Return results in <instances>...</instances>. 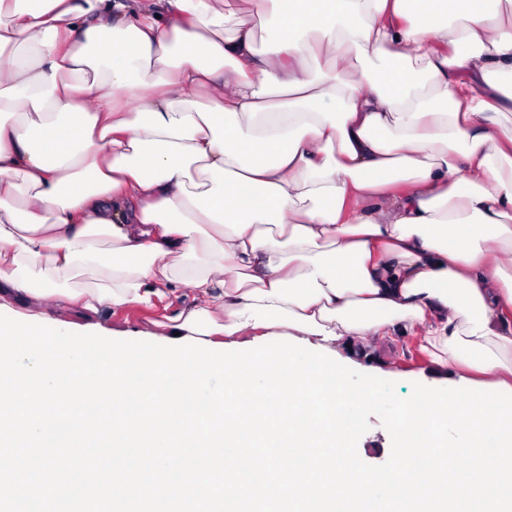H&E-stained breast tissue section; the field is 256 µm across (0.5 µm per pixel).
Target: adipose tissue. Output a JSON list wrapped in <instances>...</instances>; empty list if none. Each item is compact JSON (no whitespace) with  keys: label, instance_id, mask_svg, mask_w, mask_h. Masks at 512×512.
<instances>
[{"label":"adipose tissue","instance_id":"ef3b65f1","mask_svg":"<svg viewBox=\"0 0 512 512\" xmlns=\"http://www.w3.org/2000/svg\"><path fill=\"white\" fill-rule=\"evenodd\" d=\"M0 0V294L512 377V8ZM276 18L269 50L257 29ZM356 63L354 79L341 77ZM423 330L417 328L411 334H402L405 336H396L393 345L394 366L390 367L392 371L398 374L388 380L397 383L396 392L399 396L405 397L411 390V384L418 382L417 376L413 372L421 368L428 367V359L425 353L417 345V337L421 336Z\"/></svg>","mask_w":512,"mask_h":512}]
</instances>
